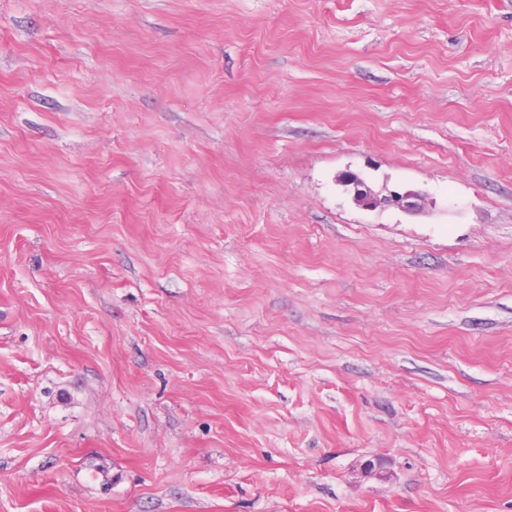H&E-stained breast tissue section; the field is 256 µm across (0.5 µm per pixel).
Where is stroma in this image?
<instances>
[{
	"mask_svg": "<svg viewBox=\"0 0 512 512\" xmlns=\"http://www.w3.org/2000/svg\"><path fill=\"white\" fill-rule=\"evenodd\" d=\"M0 512H512V0H0ZM347 182L353 184L354 196L358 203L365 207H376L378 204L396 206L411 214L419 213L425 206V196L419 192H392L383 200L375 198L365 182L356 175H349Z\"/></svg>",
	"mask_w": 512,
	"mask_h": 512,
	"instance_id": "1",
	"label": "stroma"
}]
</instances>
